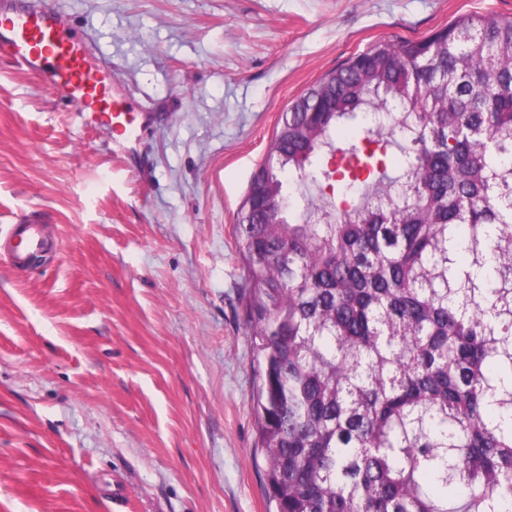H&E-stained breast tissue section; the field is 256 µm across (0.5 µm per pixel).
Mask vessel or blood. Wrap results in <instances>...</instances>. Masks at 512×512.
<instances>
[{
	"instance_id": "1",
	"label": "vessel or blood",
	"mask_w": 512,
	"mask_h": 512,
	"mask_svg": "<svg viewBox=\"0 0 512 512\" xmlns=\"http://www.w3.org/2000/svg\"><path fill=\"white\" fill-rule=\"evenodd\" d=\"M90 51L88 36L72 29L61 12L34 6L30 0H0V55L77 106L84 126L109 125L113 145L127 147L150 125L152 115L135 114L122 101L106 100L101 81L88 64ZM11 233L15 263H24L28 254L45 246L39 225L16 224Z\"/></svg>"
}]
</instances>
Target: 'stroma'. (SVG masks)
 I'll return each instance as SVG.
<instances>
[{
  "label": "stroma",
  "instance_id": "obj_1",
  "mask_svg": "<svg viewBox=\"0 0 512 512\" xmlns=\"http://www.w3.org/2000/svg\"><path fill=\"white\" fill-rule=\"evenodd\" d=\"M150 111L135 151L0 57V512H268L235 236L288 104L383 41L512 0H40ZM11 233L16 241L13 250V263L24 264L28 254L45 247L39 224H14Z\"/></svg>",
  "mask_w": 512,
  "mask_h": 512
}]
</instances>
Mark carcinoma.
Wrapping results in <instances>:
<instances>
[{"instance_id": "cac0c4a2", "label": "carcinoma", "mask_w": 512, "mask_h": 512, "mask_svg": "<svg viewBox=\"0 0 512 512\" xmlns=\"http://www.w3.org/2000/svg\"><path fill=\"white\" fill-rule=\"evenodd\" d=\"M235 235L275 512H512V16L317 81Z\"/></svg>"}]
</instances>
